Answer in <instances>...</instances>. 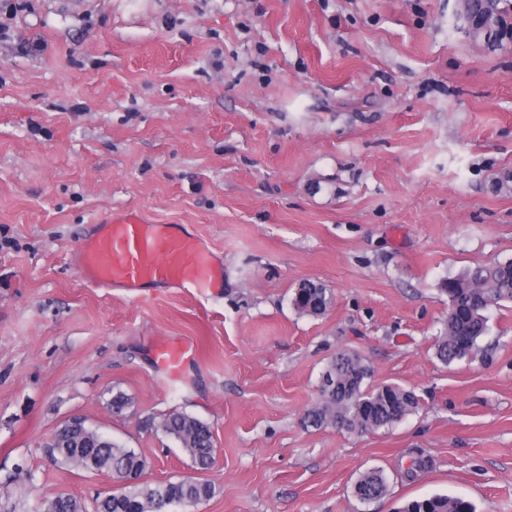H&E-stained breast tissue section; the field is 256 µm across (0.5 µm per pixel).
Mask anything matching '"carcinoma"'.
Wrapping results in <instances>:
<instances>
[{"label":"carcinoma","instance_id":"cac0c4a2","mask_svg":"<svg viewBox=\"0 0 512 512\" xmlns=\"http://www.w3.org/2000/svg\"><path fill=\"white\" fill-rule=\"evenodd\" d=\"M466 18L488 17L492 27L468 31L470 40L490 52L512 48V0H463ZM448 297V320L435 341V355L445 364L469 358L478 340L487 331V311L503 302L512 303V260L477 265L466 273L442 282ZM293 306L301 314H324L332 304V293L318 281L306 280L295 289ZM326 391L309 408L305 422L322 428L336 422L349 433L365 434L389 429L412 414L419 402L414 391L398 385L374 387L372 371L357 357L337 352L321 374ZM159 429L178 442L198 470L213 464L214 441L211 426L184 412L172 411L159 423ZM71 452L61 463L89 470L97 463L103 472L135 473L143 476L146 459L122 444L97 443L84 428L73 430L59 444ZM215 485L192 478L186 482L168 480L157 484L138 481L112 494L97 496L86 504L69 495L43 498L36 512H154L158 501L188 498L199 502L214 496ZM388 492V482L380 470L364 473L354 484V495L369 503ZM400 512H475L473 504L459 496H434L412 500Z\"/></svg>","mask_w":512,"mask_h":512}]
</instances>
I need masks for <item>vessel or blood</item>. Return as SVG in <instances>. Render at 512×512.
I'll use <instances>...</instances> for the list:
<instances>
[{
	"label": "vessel or blood",
	"instance_id": "vessel-or-blood-1",
	"mask_svg": "<svg viewBox=\"0 0 512 512\" xmlns=\"http://www.w3.org/2000/svg\"><path fill=\"white\" fill-rule=\"evenodd\" d=\"M79 266L87 281L132 293L147 284H175L200 294L224 286L223 266L193 236L132 214L101 221L81 248Z\"/></svg>",
	"mask_w": 512,
	"mask_h": 512
}]
</instances>
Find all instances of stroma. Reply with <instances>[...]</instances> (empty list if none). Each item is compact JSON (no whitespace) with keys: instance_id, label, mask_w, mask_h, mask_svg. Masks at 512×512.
<instances>
[{"instance_id":"35a3bbf8","label":"stroma","mask_w":512,"mask_h":512,"mask_svg":"<svg viewBox=\"0 0 512 512\" xmlns=\"http://www.w3.org/2000/svg\"><path fill=\"white\" fill-rule=\"evenodd\" d=\"M456 0H29L0 16V512L112 478L56 462L66 420L136 449L150 483L195 476L157 429L207 422L196 512H397L463 496L512 512V304L486 360L443 364L440 285L512 259V52ZM184 226L224 267L202 296L96 287L77 256L108 215ZM305 279L321 317L292 304ZM183 345L178 374L158 351ZM361 356L415 392L388 430L305 427L322 371ZM123 392L128 409L112 410ZM429 461L400 476L411 451ZM389 493H353L366 471ZM292 302L299 313L316 317L329 309L332 304V293L322 283L306 280L295 289Z\"/></svg>"}]
</instances>
